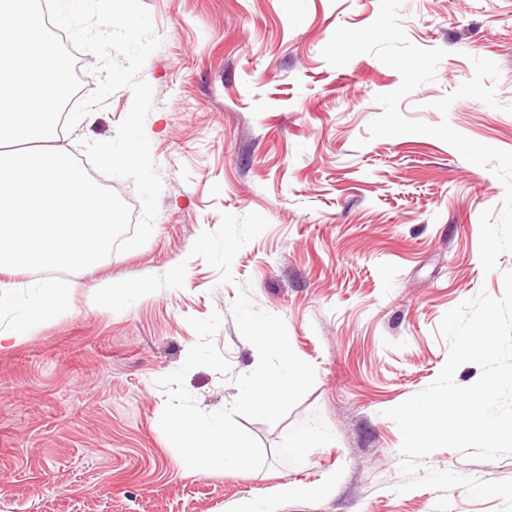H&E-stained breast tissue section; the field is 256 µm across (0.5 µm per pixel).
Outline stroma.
<instances>
[{"label":"stroma","instance_id":"stroma-1","mask_svg":"<svg viewBox=\"0 0 512 512\" xmlns=\"http://www.w3.org/2000/svg\"><path fill=\"white\" fill-rule=\"evenodd\" d=\"M159 47L142 78L153 88L144 131L163 183L149 240L78 272L68 310L0 349V512H236L250 499L276 512H501L465 489L399 494L402 436L383 412L425 389L448 353L445 313L487 291L480 215L500 213L488 169L428 135L369 139L400 74L362 54L342 67L321 51L337 27L372 23L380 0H142ZM408 40L443 48L433 81L401 112L448 122L512 151V0H403ZM494 61L498 107L432 103ZM116 91L92 122L61 140L111 139L132 105ZM131 303L115 304L121 287ZM280 316L295 353L315 368L306 397L278 423L240 418L267 468H187L160 428V378L198 336L189 321L219 312L213 338L231 374L190 370L206 412L236 400V376L258 364L232 304ZM316 424L320 447L290 454ZM425 465L481 480L512 479V455L490 462L450 449ZM335 480L329 496H278L288 483Z\"/></svg>","mask_w":512,"mask_h":512}]
</instances>
